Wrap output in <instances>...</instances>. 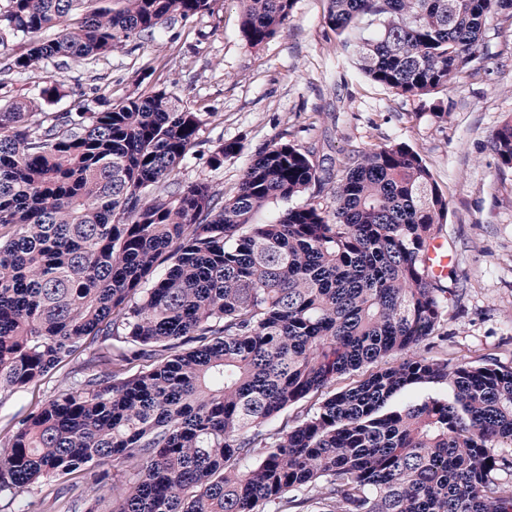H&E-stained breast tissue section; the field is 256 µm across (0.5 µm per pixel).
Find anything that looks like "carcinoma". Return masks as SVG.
Wrapping results in <instances>:
<instances>
[{
	"label": "carcinoma",
	"mask_w": 512,
	"mask_h": 512,
	"mask_svg": "<svg viewBox=\"0 0 512 512\" xmlns=\"http://www.w3.org/2000/svg\"><path fill=\"white\" fill-rule=\"evenodd\" d=\"M86 0H8L0 44L11 68L90 60L212 0H117L39 38ZM258 46L294 0H239ZM512 0H328L341 36L362 18L359 69L429 102L477 58L490 18ZM204 115L164 90L100 112L0 104V404L70 366V382L0 425V493L69 477L112 485L114 512H512V367L409 357L281 416L344 375L435 333L449 288L427 269L448 198L406 143L345 167L334 207L311 201L257 222L324 178L288 144L258 153L236 194L183 185L177 166ZM512 168V119L492 136ZM452 398L400 408L409 386ZM133 470L119 485L92 469ZM451 389L446 385L421 384L410 387L400 395L392 399L391 405L401 407L408 403L420 401L427 397L451 398Z\"/></svg>",
	"instance_id": "obj_1"
}]
</instances>
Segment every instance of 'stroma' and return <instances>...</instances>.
<instances>
[{
  "label": "stroma",
  "mask_w": 512,
  "mask_h": 512,
  "mask_svg": "<svg viewBox=\"0 0 512 512\" xmlns=\"http://www.w3.org/2000/svg\"><path fill=\"white\" fill-rule=\"evenodd\" d=\"M327 0H295L283 29L259 46L240 34L237 0H216L213 12L166 19L157 38H134L86 61L56 60L0 81V103L38 102L43 112H95L129 95L166 89L207 114L198 144L179 166L181 182H208L233 196L252 158L290 143L340 178L364 151L404 142L429 167L448 197L440 232L452 258L448 297L436 338L417 355L451 363L491 357L512 365V169L501 167L491 137L512 116V13L494 15L477 58L442 93L448 119L428 104L364 77L354 63V33L336 36ZM58 94L43 100L47 84ZM238 142L223 165L214 148ZM67 380L59 369L0 403V417L30 411Z\"/></svg>",
  "instance_id": "1"
}]
</instances>
